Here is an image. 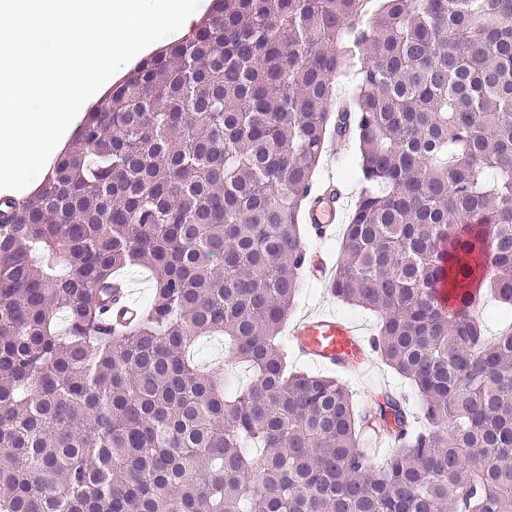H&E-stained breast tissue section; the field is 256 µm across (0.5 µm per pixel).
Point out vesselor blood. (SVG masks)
Masks as SVG:
<instances>
[{
    "label": "vessel or blood",
    "instance_id": "obj_1",
    "mask_svg": "<svg viewBox=\"0 0 512 512\" xmlns=\"http://www.w3.org/2000/svg\"><path fill=\"white\" fill-rule=\"evenodd\" d=\"M341 199L335 182L323 192L312 194L306 213L315 237H325L339 222ZM289 345L303 360L334 371L350 382L376 367L371 338L355 322L320 312L295 320L289 331Z\"/></svg>",
    "mask_w": 512,
    "mask_h": 512
}]
</instances>
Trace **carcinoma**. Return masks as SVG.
I'll return each mask as SVG.
<instances>
[{
    "label": "carcinoma",
    "mask_w": 512,
    "mask_h": 512,
    "mask_svg": "<svg viewBox=\"0 0 512 512\" xmlns=\"http://www.w3.org/2000/svg\"><path fill=\"white\" fill-rule=\"evenodd\" d=\"M333 133L361 188L328 288L377 315L416 413L288 370ZM137 265L153 300L116 331ZM487 293L512 312V0H214L0 202V512H512V322L487 340ZM212 336L250 385L199 363ZM372 433L398 443L378 462Z\"/></svg>",
    "instance_id": "obj_1"
}]
</instances>
